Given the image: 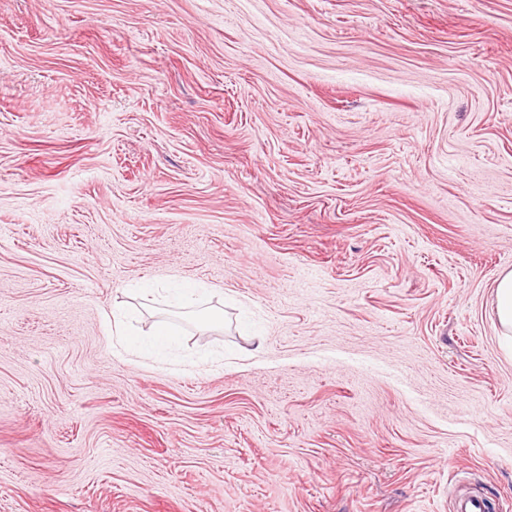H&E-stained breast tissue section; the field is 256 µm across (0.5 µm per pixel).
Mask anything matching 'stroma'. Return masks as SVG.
Here are the masks:
<instances>
[{
	"label": "stroma",
	"instance_id": "35a3bbf8",
	"mask_svg": "<svg viewBox=\"0 0 512 512\" xmlns=\"http://www.w3.org/2000/svg\"><path fill=\"white\" fill-rule=\"evenodd\" d=\"M506 269L512 0H0V512H512ZM495 311L500 335L512 344V270L502 271L495 282ZM153 339L141 346V351L146 356H159L163 351L172 346L176 334L167 326H160L153 334Z\"/></svg>",
	"mask_w": 512,
	"mask_h": 512
}]
</instances>
